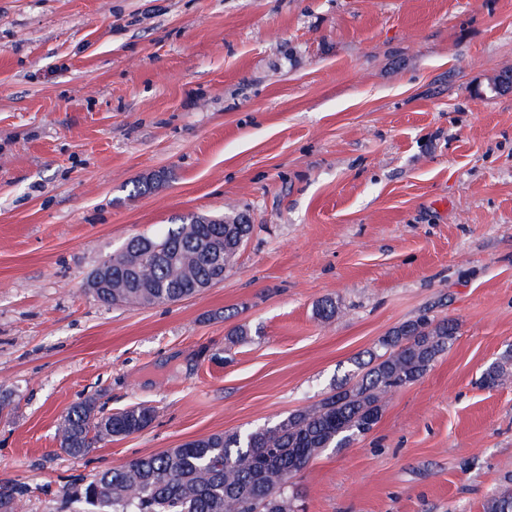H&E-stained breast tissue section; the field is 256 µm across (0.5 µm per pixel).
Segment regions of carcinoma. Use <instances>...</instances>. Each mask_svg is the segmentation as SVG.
Returning <instances> with one entry per match:
<instances>
[{"label":"carcinoma","mask_w":512,"mask_h":512,"mask_svg":"<svg viewBox=\"0 0 512 512\" xmlns=\"http://www.w3.org/2000/svg\"><path fill=\"white\" fill-rule=\"evenodd\" d=\"M229 207L217 216L191 215L159 235L132 238L89 280L108 305L154 306L196 295L231 272L253 225L238 224ZM458 324L426 314L381 338L369 359L319 404L279 423L245 433H218L82 478L66 496L96 512H301L296 475L323 449L346 448L381 417L385 398L418 381L453 343ZM512 378V348L482 372L488 389ZM154 419L145 405L97 416L76 406L58 427L60 447L73 456L144 430ZM22 494L0 485V512H19ZM483 512H512V490L490 496Z\"/></svg>","instance_id":"obj_1"}]
</instances>
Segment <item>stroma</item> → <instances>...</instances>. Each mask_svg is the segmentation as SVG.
Listing matches in <instances>:
<instances>
[{
    "label": "stroma",
    "mask_w": 512,
    "mask_h": 512,
    "mask_svg": "<svg viewBox=\"0 0 512 512\" xmlns=\"http://www.w3.org/2000/svg\"><path fill=\"white\" fill-rule=\"evenodd\" d=\"M505 71L512 0H0V482L21 512H92L64 497L80 478L315 405L424 313L456 340L299 473L305 512H483L512 487V382L478 384L512 344ZM228 206L253 231L223 282L146 308L88 292L132 237ZM89 400L154 419L74 457L57 427Z\"/></svg>",
    "instance_id": "1"
}]
</instances>
